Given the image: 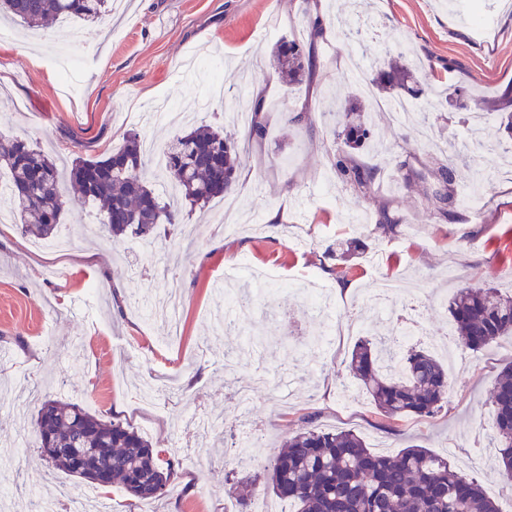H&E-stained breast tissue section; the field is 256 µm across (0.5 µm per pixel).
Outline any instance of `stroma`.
Masks as SVG:
<instances>
[{"label":"stroma","mask_w":512,"mask_h":512,"mask_svg":"<svg viewBox=\"0 0 512 512\" xmlns=\"http://www.w3.org/2000/svg\"><path fill=\"white\" fill-rule=\"evenodd\" d=\"M303 0H112V38L99 55L82 36L93 25L53 26L74 57L61 74L52 45L31 51L23 30L0 41V133L19 136L60 161L104 159L128 133L161 147L183 129L223 127L246 156L233 194L180 227L156 230L163 247L144 255L141 242L120 247L97 233L98 215L63 184L65 219L59 234L73 238L64 255L51 257L0 224V512H32L31 498L85 492L87 481L56 471L42 459L33 428L44 398L88 408L129 425L181 465L166 498L140 502L123 489L98 491L88 512H236L243 476L263 475L267 461L299 432L304 418L325 430L351 429L374 453L391 455L410 445L426 447L473 477L491 499L507 487L491 461L498 373L512 365V340L466 350L448 382V400L431 417L386 421L349 377L345 359L355 337L340 334L329 345L315 340L326 321L337 328L361 324L362 337L394 333L395 319L379 313L367 295L383 276L415 287L413 299L426 336L447 324L446 306L457 289L482 286L512 295V138L478 150L482 135L470 112L450 108L429 115L422 127L371 113L377 144L359 153L374 168L372 193L359 196L331 170L336 144L321 112L331 101L358 93L346 66L360 56L377 76L387 56L405 54L423 82L467 88L488 111L512 100V0H323L332 33L318 41L311 82L285 91L272 65L280 40L306 38L311 16ZM359 29L356 38L346 29ZM263 84L268 114L265 138L232 117V77ZM309 106L310 119L282 122L284 112ZM460 186L479 183L482 212L456 206L442 217L424 195L423 178L452 152ZM409 162L419 174L403 187L397 173ZM233 204L238 222L218 227ZM388 207L399 222L391 237L359 228L358 213L376 216ZM277 222H269L270 213ZM361 239L366 253L342 263L326 253ZM277 268L286 284L240 324L256 337L254 351L225 369L221 336L224 289H252L244 276L223 279L239 264ZM350 292L339 289L340 282ZM332 291L335 309L324 315L301 300L303 285ZM399 295L395 309L407 301ZM262 376L250 418L268 440L247 465H234V432L242 416L231 395L238 382ZM164 389L146 403L136 389L148 378Z\"/></svg>","instance_id":"stroma-1"}]
</instances>
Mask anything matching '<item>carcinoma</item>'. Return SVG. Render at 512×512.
<instances>
[{
	"label": "carcinoma",
	"instance_id": "cac0c4a2",
	"mask_svg": "<svg viewBox=\"0 0 512 512\" xmlns=\"http://www.w3.org/2000/svg\"><path fill=\"white\" fill-rule=\"evenodd\" d=\"M4 16L30 29L73 17L97 21L108 12V0H0ZM323 35L316 19L309 42L281 41L273 63L287 88L311 81L316 72L315 47ZM373 87L412 100L430 95L431 105L443 108L436 93H427L414 70L393 59ZM262 101H250L251 134L262 139L267 124L258 120ZM361 97H349L327 109L334 117V135L341 141L332 168L358 195H366L376 180L374 169L356 161L374 138ZM164 167L157 174L172 184L175 196L159 199L147 168L145 145L137 133L105 159L78 157L63 171L38 146L0 134V175L8 177L14 223L37 239L54 237L65 214L61 190L67 179L84 202L99 207L101 233L120 243L128 235L155 239L157 226L181 223L183 206L203 208L230 193L245 161L234 138L203 125L184 132L161 149ZM453 157L431 171L427 197L438 212L448 213L459 199ZM397 224L385 212L370 232L396 233ZM448 311L457 344L479 350L512 338V296L495 288H460ZM348 368L360 380L380 414L388 421L408 416L431 417L447 401L448 372L435 354L411 349L403 356L391 342L361 340L348 356ZM491 399L496 414L495 460L504 479L512 483V365L498 374ZM38 450L52 465L70 475L106 472L139 501L166 497L176 475L172 463L161 464V451L134 428L106 421L86 408L59 399L42 402L34 420ZM52 446L55 452L45 448ZM264 486L288 501L296 512H499L474 480L459 473L448 459L421 445L396 455L373 453L352 430L325 432L313 428L288 439L270 460Z\"/></svg>",
	"mask_w": 512,
	"mask_h": 512
}]
</instances>
